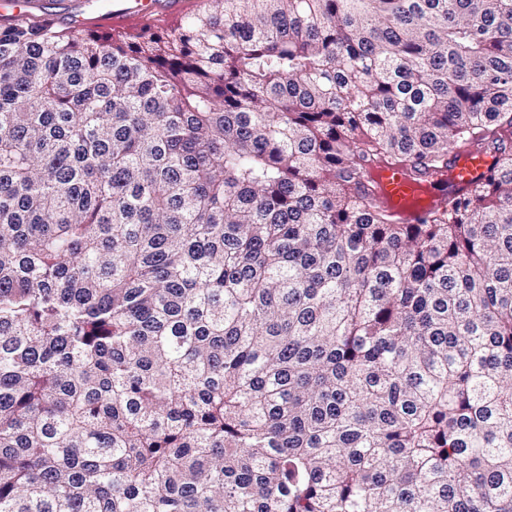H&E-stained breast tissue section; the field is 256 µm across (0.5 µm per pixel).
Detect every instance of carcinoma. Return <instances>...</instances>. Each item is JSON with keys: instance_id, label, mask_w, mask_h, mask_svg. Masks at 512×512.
I'll return each mask as SVG.
<instances>
[{"instance_id": "cac0c4a2", "label": "carcinoma", "mask_w": 512, "mask_h": 512, "mask_svg": "<svg viewBox=\"0 0 512 512\" xmlns=\"http://www.w3.org/2000/svg\"><path fill=\"white\" fill-rule=\"evenodd\" d=\"M201 2L0 24V512H512V0ZM109 0H27L25 14L30 20H39L50 16L58 25L71 27L63 20L80 24L77 29L97 31L99 33L119 28H139L143 23L152 27H169L179 22L185 14L197 9L200 0H183L184 8L161 17H145L137 22H107L103 16ZM493 165L494 158L480 147H456L448 156V172L437 175L435 180H448V194H463L487 177ZM373 178L382 199L398 216L412 222L439 205L447 191L427 188V183L414 181L405 168L391 163L378 164Z\"/></svg>"}]
</instances>
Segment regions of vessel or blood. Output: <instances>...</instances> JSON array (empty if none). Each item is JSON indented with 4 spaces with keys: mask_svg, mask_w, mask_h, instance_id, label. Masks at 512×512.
Masks as SVG:
<instances>
[{
    "mask_svg": "<svg viewBox=\"0 0 512 512\" xmlns=\"http://www.w3.org/2000/svg\"><path fill=\"white\" fill-rule=\"evenodd\" d=\"M180 0H112L109 19L126 18L151 13H166L178 9ZM494 165L491 154L477 146L454 148L448 156L449 169L444 174L447 190L431 189L414 181L405 168L378 164L373 173L377 193L401 218L416 220L439 205L443 193H466L478 181L487 177Z\"/></svg>",
    "mask_w": 512,
    "mask_h": 512,
    "instance_id": "obj_1",
    "label": "vessel or blood"
}]
</instances>
